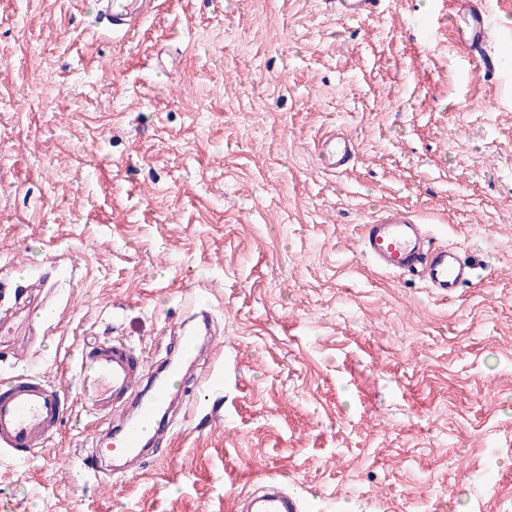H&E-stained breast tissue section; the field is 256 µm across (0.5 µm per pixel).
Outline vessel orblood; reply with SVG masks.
Segmentation results:
<instances>
[{
  "mask_svg": "<svg viewBox=\"0 0 512 512\" xmlns=\"http://www.w3.org/2000/svg\"><path fill=\"white\" fill-rule=\"evenodd\" d=\"M380 0H325L343 17L371 14ZM453 26L456 39L480 63L485 73H500L492 52L494 43L512 36V28L492 22L485 0H455ZM150 0H97L96 20L105 22L115 35H128L147 17ZM317 164L326 173H338L354 161L357 146L343 131L324 136L315 147ZM361 251L378 271L418 280L441 298L454 297L476 277V265L465 249L455 244L434 243L426 225L400 211H385L364 227ZM178 356L196 359L195 333L174 331ZM73 381L81 404L108 420L115 437L105 448L80 451L89 471H97L103 456H117L122 471L137 472L147 459L145 439L174 401L173 377L149 376L145 355L120 340L82 348ZM196 402L207 405L214 420H223L213 405V391L224 387L222 361H214L197 381ZM66 414L65 390L39 374L12 375L0 379V453L13 462L30 460L61 426ZM237 512H302L301 497L284 481L266 478L255 489L238 497Z\"/></svg>",
  "mask_w": 512,
  "mask_h": 512,
  "instance_id": "1",
  "label": "vessel or blood"
}]
</instances>
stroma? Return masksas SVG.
I'll list each match as a JSON object with an SVG mask.
<instances>
[{"label":"stroma","mask_w":512,"mask_h":512,"mask_svg":"<svg viewBox=\"0 0 512 512\" xmlns=\"http://www.w3.org/2000/svg\"><path fill=\"white\" fill-rule=\"evenodd\" d=\"M454 0H154L122 37L92 0H0V305L58 302L0 376L85 344L154 364L209 304L223 422L189 408L98 487L60 456L107 427L75 392L46 448L0 456V512H234L267 476L304 512H512V64L455 44ZM358 145L322 172L331 129ZM409 208L479 266L452 299L372 268L362 229ZM329 8L342 17H362L371 14L380 0H325Z\"/></svg>","instance_id":"1"}]
</instances>
